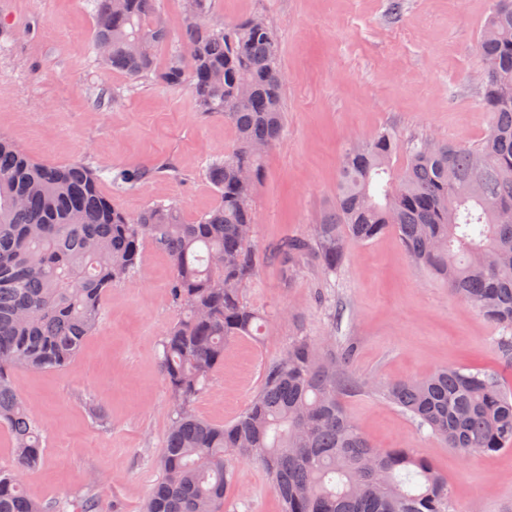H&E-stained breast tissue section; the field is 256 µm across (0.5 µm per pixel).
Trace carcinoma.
Instances as JSON below:
<instances>
[{
    "label": "carcinoma",
    "instance_id": "carcinoma-1",
    "mask_svg": "<svg viewBox=\"0 0 512 512\" xmlns=\"http://www.w3.org/2000/svg\"><path fill=\"white\" fill-rule=\"evenodd\" d=\"M185 25L163 69L169 35L159 0H89L92 50L131 80L157 74L189 83L199 111L224 117L231 149L207 167L218 204L195 223L177 203L132 216L100 189V172L82 163H38L0 134V428L14 457L0 466V512H67L70 502L31 498L23 472L43 460L42 430L11 369H60L96 329L112 285L144 266L151 241L173 267L170 295L180 318L165 332L161 363L173 414L159 463L163 478L145 512H230L234 482L227 458L260 465L280 512H456L448 477L411 448H377L343 399L367 387L340 347L303 332L264 369L261 389L229 423L196 417L191 406L224 364L232 340L262 336L273 315L246 303L256 271L246 230L254 228L263 153L279 140L284 74L269 26L247 16L210 24L212 0H182ZM485 82L477 106L488 129L473 144L409 141L397 167L395 132L345 148L336 201L306 237L274 252L285 280L304 264L326 277L343 266L350 243L397 233L419 268L500 331L497 351L512 364V0H491L478 40ZM140 174L121 169L112 184ZM385 398L468 460L512 449V387L497 369L448 366L378 387Z\"/></svg>",
    "mask_w": 512,
    "mask_h": 512
}]
</instances>
